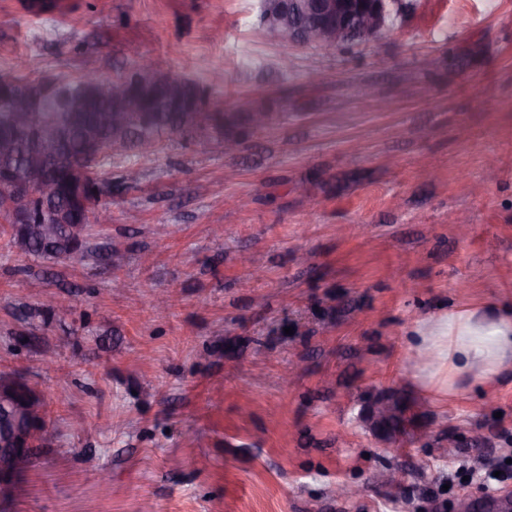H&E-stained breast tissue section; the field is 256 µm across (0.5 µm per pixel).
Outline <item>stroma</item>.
<instances>
[{
  "mask_svg": "<svg viewBox=\"0 0 512 512\" xmlns=\"http://www.w3.org/2000/svg\"><path fill=\"white\" fill-rule=\"evenodd\" d=\"M256 14L257 0H0V76L111 79L134 45L200 83L223 69L211 108L272 110L232 156L166 138L83 260L21 257L0 235V366L45 416L7 512H481L487 491L458 464L512 460V377H464L441 402L409 364L425 320L512 303V0H417L376 40L295 50L286 71ZM47 268L70 311L16 346L35 304L23 284ZM390 389L460 448L379 442L370 402ZM339 482L358 496L336 498Z\"/></svg>",
  "mask_w": 512,
  "mask_h": 512,
  "instance_id": "obj_1",
  "label": "stroma"
}]
</instances>
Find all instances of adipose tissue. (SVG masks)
I'll use <instances>...</instances> for the list:
<instances>
[{
  "instance_id": "adipose-tissue-1",
  "label": "adipose tissue",
  "mask_w": 512,
  "mask_h": 512,
  "mask_svg": "<svg viewBox=\"0 0 512 512\" xmlns=\"http://www.w3.org/2000/svg\"><path fill=\"white\" fill-rule=\"evenodd\" d=\"M420 347L437 352L442 381L425 375L423 386L440 398L462 393L461 378L499 380L512 372V304L486 302L427 320Z\"/></svg>"
}]
</instances>
